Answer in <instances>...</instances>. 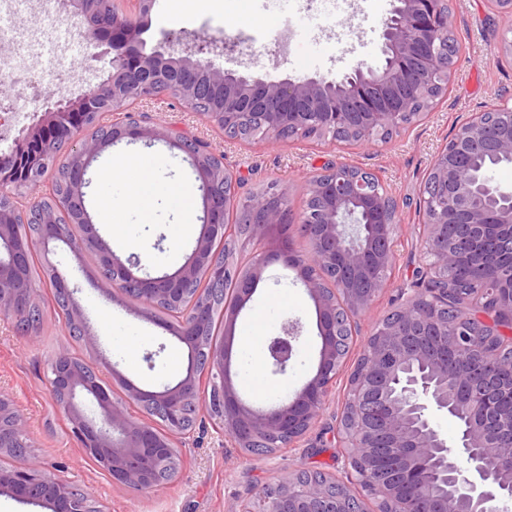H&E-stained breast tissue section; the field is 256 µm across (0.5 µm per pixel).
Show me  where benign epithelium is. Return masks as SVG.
Wrapping results in <instances>:
<instances>
[{"mask_svg":"<svg viewBox=\"0 0 512 512\" xmlns=\"http://www.w3.org/2000/svg\"><path fill=\"white\" fill-rule=\"evenodd\" d=\"M136 2L138 11L117 15L112 13V0H58L77 20L90 45L97 46L100 32L106 30L124 51L113 58L108 79L68 100H46L37 120L15 140L12 154L0 157L1 201L20 205L24 190L36 187L57 166L67 172L62 205L85 228L83 237L72 236L66 225L57 222L54 209L31 197L26 209L35 213V233L24 241L12 210L0 209V317L23 330L38 289L34 281L21 277V268L29 253L39 248L49 282L61 298L59 310L68 330L92 343L81 307L49 258L54 253L50 245L56 242L76 259L90 248L100 255L102 287L112 301L123 303L131 297L149 308L161 302L179 311L168 330L187 347L190 365L183 377L161 390L126 381L124 402L89 381L67 350L58 352L49 364V392L67 416L80 447L99 459L115 484L145 491L164 485L157 477L161 464L169 468L170 478L177 476L178 440L191 435L185 430V418L193 410H205L225 436L250 454L256 448H288L316 425L336 375L347 364L341 312H362L384 291L395 262L398 219L391 197L377 190L375 175L346 163L311 180L308 205L291 224L280 203L282 189L275 183L244 202L249 234L259 250L239 275L238 305L224 313L225 327L235 324L268 264L279 261L304 284L314 304L320 338L318 359L307 381L291 398L257 408L242 400L235 385L232 333H225L224 342L210 345L204 372L198 371L197 343L209 322L212 299L187 300L188 286L202 275L214 292L224 283L227 266L217 264L213 247L224 236L226 213L236 200L213 192L212 187L234 179L233 173L222 157L167 128L141 124L128 108L153 96L169 95L193 110L202 93L219 89L221 98L205 116L228 137L249 139L259 132L264 140L280 141L311 130L324 141L342 132L369 140L416 123L443 94L440 81L448 79V48L442 40L452 27L446 0H392L382 30L381 67L357 68L336 77L318 75L302 82L266 81L212 68L198 58L207 47L205 40L192 50L175 36L159 49L144 52L138 32L151 0ZM122 139L162 140L181 150L199 181L201 230L187 261L172 273L154 278L137 275L138 261L110 250L84 205L89 166ZM66 143L72 149L61 158ZM487 151L512 163V107L476 113L435 156L425 180L428 205L422 207L426 229L422 287L407 289L398 316L378 323L348 378L340 418L344 465L370 496L384 504V512H426L404 501L393 471L421 488L441 484L446 512H500L499 500L512 497V468L495 465L504 434L512 438V404L501 403V392L512 386V365L477 382L480 369L471 359L479 351L488 364H495L496 353L481 343L474 329L489 336L499 333L500 315H512V278L491 288L484 284L458 288L448 278L463 246L478 251L490 238L512 239V191L497 185L488 169L476 168L465 176L459 166L461 159ZM292 227L311 242L310 255L293 251L288 235ZM314 264L334 273L341 304L330 301L309 275L308 267ZM450 293L463 298V316L458 319L446 314ZM429 331L457 337L470 356L459 367L457 379L470 388L448 394V369L423 343L413 340ZM302 332L299 320L287 318L269 337L265 350L272 373L287 371ZM204 373L209 388L202 395L199 382ZM87 399L96 406L93 417L84 408ZM130 403L144 416L162 414L166 427L134 417ZM464 408L467 424L450 446L434 427L433 417H451ZM31 443L12 396L0 390V456L16 459V465L0 467V493L39 499L51 512H86L81 488L56 479L48 467L33 460ZM382 447L400 452L377 477L373 462ZM296 477L293 473L276 483L275 495L265 498V512H353L347 502L332 499L324 486L299 485Z\"/></svg>","mask_w":512,"mask_h":512,"instance_id":"1","label":"benign epithelium"}]
</instances>
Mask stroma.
Instances as JSON below:
<instances>
[{"mask_svg":"<svg viewBox=\"0 0 512 512\" xmlns=\"http://www.w3.org/2000/svg\"><path fill=\"white\" fill-rule=\"evenodd\" d=\"M448 7L460 46L448 91L418 124L383 142L345 145L303 138L247 142L225 137L200 113L166 95L135 108L144 124L184 132L189 139L222 155L245 189L278 183L287 191L288 208L296 217L306 206L311 179L332 162L353 163L379 178L385 192L398 204L396 260L387 288L355 317L358 331L348 357L352 363L360 356L374 325L401 305V291L411 283L419 265L423 228L416 203L435 154L471 114L503 104L512 106V56L496 51L512 19L493 11L488 0H448ZM390 8L391 0H345L333 11L321 0H305L296 10L284 2L265 11L254 0H244L228 12L209 2L201 10L178 14L170 0H159L143 18L142 38L147 48L153 49L172 36L181 37L187 44L201 36L212 43L203 58L214 69L236 70L244 65L254 77L299 82L317 75L347 73L361 66L380 67L381 31ZM46 28L54 39L71 41L72 49L64 59L44 49L27 60L32 73L61 78L83 68L97 82L111 75L112 59L118 53L111 37H102L96 48L86 47L73 38L65 13H34L28 0H17L12 12L0 16V33L5 36L0 49H10L13 32L37 35ZM241 34L247 37L243 50H251V57H243V50L224 48L226 40ZM280 36L289 37L287 50L277 48L275 40ZM40 93V87L34 85L0 90V120L10 124L13 135L32 123ZM13 135L0 140V155L14 149ZM174 218L162 199L157 202L152 223H143L141 215L132 210L120 214L118 221L126 225L134 246L116 247V254L136 256L142 273L147 275L174 271L194 246L190 240L176 249L168 243L164 228ZM53 260L76 290L75 299L103 357L96 372L114 398H124L121 382L125 379L144 389H158L177 380L171 361L185 357L187 349L167 330L166 315H138L140 303L131 298L122 305L113 303L101 288L99 260L94 255L87 253L77 260L61 248ZM281 290L294 295L295 301L284 310H272L269 333L277 332L284 312L305 322L308 331L296 361L286 373H263L278 395L294 391L308 379L319 343L314 306L303 284L294 271L275 262L267 267L254 297L259 300L267 292ZM40 305L44 318L35 333L22 334L13 322L0 319V389L12 395L26 421L36 460L46 463L56 479L87 490L102 512H232L238 501L254 497L288 473L305 469L341 474L344 465L335 433L347 394V377L343 374L337 376L318 423L297 447L281 448L266 456H247L203 414L185 442L180 472L172 482L149 492L114 485L109 474L72 438L68 419L48 391L46 371L52 356L62 348L81 355L86 345L75 341L56 315L49 286L40 288ZM130 336L141 339L140 351L131 363L121 355L124 341Z\"/></svg>","mask_w":512,"mask_h":512,"instance_id":"obj_1","label":"stroma"}]
</instances>
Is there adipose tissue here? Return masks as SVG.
Returning a JSON list of instances; mask_svg holds the SVG:
<instances>
[{
    "label": "adipose tissue",
    "mask_w": 512,
    "mask_h": 512,
    "mask_svg": "<svg viewBox=\"0 0 512 512\" xmlns=\"http://www.w3.org/2000/svg\"><path fill=\"white\" fill-rule=\"evenodd\" d=\"M162 164V157L152 152L128 149L116 154L101 173L100 179L104 182H122L125 194L120 200L105 201L104 209L111 215L134 209L148 222L152 219L160 193H168L178 215V221L170 225L168 235L172 245L177 246L192 233L196 195L179 182L170 183L167 190H160L158 172ZM289 300L290 296L285 291L266 295L241 328L239 345L249 355L248 372L243 382L250 392L263 397L271 393L261 372V342L268 328V313L273 308L287 306Z\"/></svg>",
    "instance_id": "ef3b65f1"
}]
</instances>
